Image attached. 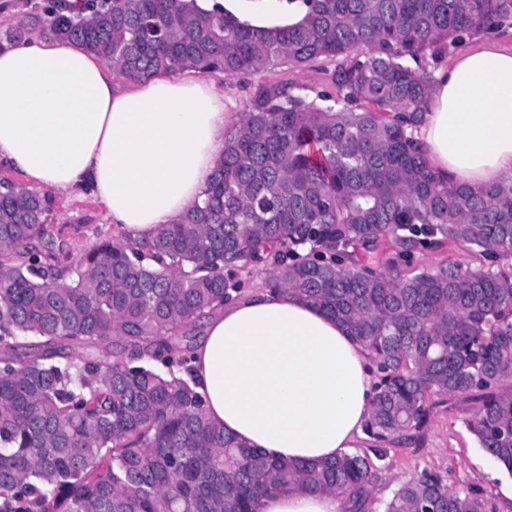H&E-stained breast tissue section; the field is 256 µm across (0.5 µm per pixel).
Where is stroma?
Segmentation results:
<instances>
[{"instance_id": "1", "label": "stroma", "mask_w": 512, "mask_h": 512, "mask_svg": "<svg viewBox=\"0 0 512 512\" xmlns=\"http://www.w3.org/2000/svg\"><path fill=\"white\" fill-rule=\"evenodd\" d=\"M50 222L56 243L79 257L102 240L120 241L121 229L111 224L107 209L90 196L53 195ZM475 404L451 398L437 405L421 441L390 451L381 461L380 478L365 512H382L385 501L403 481L430 471L449 489L472 491L487 512H512V473L487 454L468 427Z\"/></svg>"}]
</instances>
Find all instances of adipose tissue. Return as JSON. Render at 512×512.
<instances>
[{"label": "adipose tissue", "instance_id": "obj_1", "mask_svg": "<svg viewBox=\"0 0 512 512\" xmlns=\"http://www.w3.org/2000/svg\"><path fill=\"white\" fill-rule=\"evenodd\" d=\"M258 28L293 25L302 0L251 11L197 0ZM419 139L436 176L481 188L512 180V50L461 49L431 69ZM240 121L215 81L194 71L116 88L110 64L54 40L0 50V164L58 194L88 193L129 246L181 223L201 200ZM191 376L226 434L300 465L335 458L366 434L375 380L365 350L336 321L262 287L206 321ZM260 512H344L329 493L282 492Z\"/></svg>", "mask_w": 512, "mask_h": 512}]
</instances>
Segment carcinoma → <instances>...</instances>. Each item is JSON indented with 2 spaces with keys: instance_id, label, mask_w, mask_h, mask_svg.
Instances as JSON below:
<instances>
[{
  "instance_id": "cac0c4a2",
  "label": "carcinoma",
  "mask_w": 512,
  "mask_h": 512,
  "mask_svg": "<svg viewBox=\"0 0 512 512\" xmlns=\"http://www.w3.org/2000/svg\"><path fill=\"white\" fill-rule=\"evenodd\" d=\"M62 2L35 24L127 80L335 67L332 91L312 100L287 78L249 84L202 203L136 248L103 241L73 261L51 234L50 199L0 189V512H259L295 490L359 502L376 462L418 440L448 396L479 403L468 426L512 472V272L406 262L461 244L512 263V182L442 180L415 138L430 61L512 28V0H303L299 23L273 29L195 0ZM386 244L396 258L373 264ZM250 266L368 353L364 453L274 459L227 436L187 380L145 365L190 371L192 338ZM384 512L485 508L423 471Z\"/></svg>"
}]
</instances>
